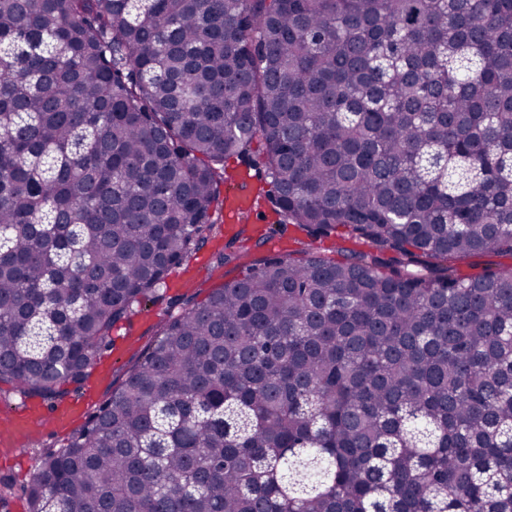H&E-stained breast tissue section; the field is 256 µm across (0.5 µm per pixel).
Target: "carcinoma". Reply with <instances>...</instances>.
Listing matches in <instances>:
<instances>
[{"instance_id": "carcinoma-1", "label": "carcinoma", "mask_w": 512, "mask_h": 512, "mask_svg": "<svg viewBox=\"0 0 512 512\" xmlns=\"http://www.w3.org/2000/svg\"><path fill=\"white\" fill-rule=\"evenodd\" d=\"M242 227L29 512H512V0H0V385L54 407ZM361 249L333 260L331 236ZM245 170V166L241 163L237 164L236 161L229 162L228 173L232 178L228 183L224 184L222 188L223 196H225L226 191L229 189L239 187L241 184L240 175L245 174ZM225 197V219L228 223H224L225 231H233L237 224L242 221H247L251 217V197L242 189H237L235 193L226 195ZM277 217L270 210L265 209L258 219H251L248 227V233L252 236L249 245L253 246L259 238L264 243L257 248H253L255 254L252 258L267 254H286L295 246L298 239L308 240L304 231L293 224H277ZM512 266V258L494 254H480L468 258L460 265L462 274L480 273L485 269L498 270Z\"/></svg>"}]
</instances>
